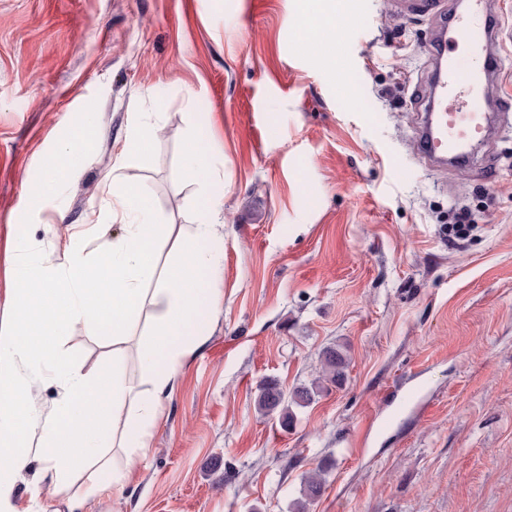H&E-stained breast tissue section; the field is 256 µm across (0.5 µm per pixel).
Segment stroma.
<instances>
[{"mask_svg":"<svg viewBox=\"0 0 512 512\" xmlns=\"http://www.w3.org/2000/svg\"><path fill=\"white\" fill-rule=\"evenodd\" d=\"M334 52L307 40L300 0H0V326L14 269L60 264L88 219L96 253L123 232L104 176L140 118L145 151L124 175L149 189L169 241L223 194L218 316L185 361L147 454L121 492L75 474L81 512H288L326 470L310 512H512V113L485 151L491 175L417 158L435 32L397 0H346ZM84 164L42 192L45 165L81 130ZM210 171L183 167L198 133ZM468 209L474 228L448 240ZM23 226H15L14 218ZM66 349L97 371L112 341L83 325ZM342 344L347 379L292 425L255 408L260 381L310 382ZM35 433L56 413L51 371L20 367ZM17 512H68L31 497ZM323 487V467L318 466L302 478L300 497L291 504V508L296 512H306L308 505L321 495Z\"/></svg>","mask_w":512,"mask_h":512,"instance_id":"35a3bbf8","label":"stroma"}]
</instances>
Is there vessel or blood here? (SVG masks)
<instances>
[{"mask_svg":"<svg viewBox=\"0 0 512 512\" xmlns=\"http://www.w3.org/2000/svg\"><path fill=\"white\" fill-rule=\"evenodd\" d=\"M502 31L497 19L454 26L441 22L426 45L433 77L416 141V151L426 162L474 168L473 145L490 139L498 114L512 105L511 92L500 93L493 103L481 92L484 80L504 81L500 57L488 52Z\"/></svg>","mask_w":512,"mask_h":512,"instance_id":"vessel-or-blood-1","label":"vessel or blood"}]
</instances>
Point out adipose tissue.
<instances>
[{
  "label": "adipose tissue",
  "instance_id": "ef3b65f1",
  "mask_svg": "<svg viewBox=\"0 0 512 512\" xmlns=\"http://www.w3.org/2000/svg\"><path fill=\"white\" fill-rule=\"evenodd\" d=\"M140 123H133L105 177L112 186V215L125 230L96 260L70 242L62 262L51 273L16 274L12 292V324L0 329V512H16L15 491L30 466L27 439L31 427V390L18 376V366H50L60 387L57 419L44 426L42 474L55 494H66L72 474L87 468L91 489L111 472L113 489L128 482V473L113 471L102 448L144 453L158 424L184 361L205 340L189 336L201 309L216 311L221 298L211 288H188V271L217 274L212 246L221 196L206 192L195 223L178 244L180 260L163 252L167 233L156 222L147 188L127 182L123 169L129 150L145 149ZM81 324L112 339V371L83 369L64 349L69 327ZM139 342L143 375L129 380L125 351ZM106 390L110 404L98 399Z\"/></svg>",
  "mask_w": 512,
  "mask_h": 512
}]
</instances>
